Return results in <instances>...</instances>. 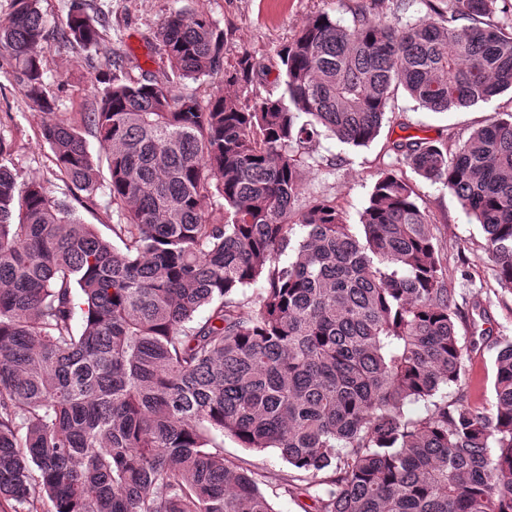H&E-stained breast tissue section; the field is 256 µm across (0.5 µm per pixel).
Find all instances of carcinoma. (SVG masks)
Masks as SVG:
<instances>
[{
  "label": "carcinoma",
  "instance_id": "obj_1",
  "mask_svg": "<svg viewBox=\"0 0 512 512\" xmlns=\"http://www.w3.org/2000/svg\"><path fill=\"white\" fill-rule=\"evenodd\" d=\"M38 2L13 0L0 57L50 112ZM430 11L314 16L281 53L278 95L247 53L224 69L223 33L197 13L160 24L159 79L129 82L107 55L84 130L56 118L41 135L64 182L88 198L107 186L119 247L21 178L0 140V499L275 512L262 475L224 457L225 434L278 449L311 487L325 475L317 512H512V340L497 342L492 408L441 394L464 374L461 306L410 182L382 171L357 226L333 198L301 200L312 143L368 145L398 88L432 112L512 90L508 0ZM105 28L72 0L66 42L98 50ZM221 72L234 92L172 94ZM391 151L481 224L512 292V113L452 146ZM419 401L426 415L406 417Z\"/></svg>",
  "mask_w": 512,
  "mask_h": 512
}]
</instances>
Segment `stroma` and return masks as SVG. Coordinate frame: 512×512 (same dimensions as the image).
Returning <instances> with one entry per match:
<instances>
[{"mask_svg": "<svg viewBox=\"0 0 512 512\" xmlns=\"http://www.w3.org/2000/svg\"><path fill=\"white\" fill-rule=\"evenodd\" d=\"M71 0H41L48 35L37 48L54 113L42 112L24 91L9 80L7 60L0 58V140L10 145L16 170L26 179L40 180L52 195L70 199L65 184L54 174L52 153L41 130L50 115L79 123L94 103L93 91L105 73L106 53L126 57V76L140 81L159 74L151 46L166 16L189 11L208 16L224 34V67L232 69L242 54H250L262 66L261 90L280 94L282 68L278 51L315 15L326 13L342 25H350L359 6L371 0H86L88 13L105 14L108 25L103 50L92 52L70 45L62 38ZM512 111V94L451 112L423 109L405 91H397L387 109L379 135L368 146L354 148L333 137H320L310 148L315 160L302 186L303 198H334L349 223L355 224L368 203L381 170L398 168L391 151L393 141L409 136L467 138L497 112ZM417 202L431 219V230L448 269V285L464 298L482 303L487 317L481 326L489 335L480 350L466 354L461 387H448L449 396L465 391L471 403L488 407L495 401L497 339H512V293L499 288L486 252V234L470 218L457 199L442 185L410 175ZM224 455L243 460L263 473L261 491L275 512H315L314 499L304 493L289 494L282 485L291 467L273 448L256 453L225 437Z\"/></svg>", "mask_w": 512, "mask_h": 512, "instance_id": "35a3bbf8", "label": "stroma"}]
</instances>
